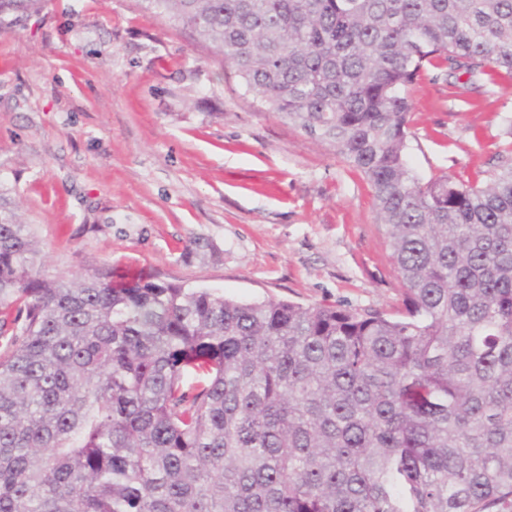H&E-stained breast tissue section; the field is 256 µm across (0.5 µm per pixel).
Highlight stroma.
<instances>
[{
	"instance_id": "1",
	"label": "stroma",
	"mask_w": 512,
	"mask_h": 512,
	"mask_svg": "<svg viewBox=\"0 0 512 512\" xmlns=\"http://www.w3.org/2000/svg\"><path fill=\"white\" fill-rule=\"evenodd\" d=\"M411 97L418 176L471 180L512 148L511 82L478 95L429 68ZM0 198L52 276L152 273L305 306L402 300L362 173L142 0H43L0 32Z\"/></svg>"
}]
</instances>
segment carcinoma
Returning a JSON list of instances; mask_svg holds the SVG:
<instances>
[{"mask_svg":"<svg viewBox=\"0 0 512 512\" xmlns=\"http://www.w3.org/2000/svg\"><path fill=\"white\" fill-rule=\"evenodd\" d=\"M143 2L365 175L402 307L50 277L1 206L0 512H512V157L406 158L424 69L512 80V0Z\"/></svg>","mask_w":512,"mask_h":512,"instance_id":"cac0c4a2","label":"carcinoma"}]
</instances>
